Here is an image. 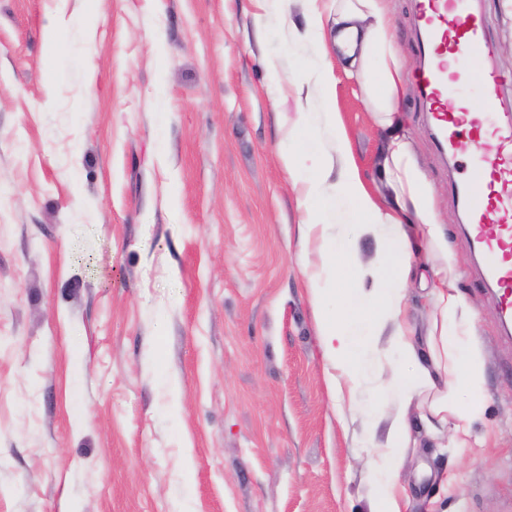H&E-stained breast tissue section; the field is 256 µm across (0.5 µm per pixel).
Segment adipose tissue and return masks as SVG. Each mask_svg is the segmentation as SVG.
Masks as SVG:
<instances>
[{
	"label": "adipose tissue",
	"mask_w": 512,
	"mask_h": 512,
	"mask_svg": "<svg viewBox=\"0 0 512 512\" xmlns=\"http://www.w3.org/2000/svg\"><path fill=\"white\" fill-rule=\"evenodd\" d=\"M335 24L336 46L346 57L348 74L375 81L382 90L376 106L386 145L379 165L392 206L381 209L360 181L335 113H326L320 127L308 114H301L282 160L293 183L302 187L299 204L309 216L301 226L302 238L316 240L321 250V269L308 277L315 306H322L335 280L342 278L351 285L340 313H325L319 319L322 353L334 370L332 394L361 385L379 343H386L392 355L389 387L401 411L391 419L381 447L371 512H402L397 461L411 443L406 408L420 404L424 421L452 425L453 447H467L472 436L469 422L482 403L485 367L475 334L476 314L458 286L459 261L448 246L435 197L403 131L398 112L403 67L385 0H338ZM324 128L336 144L340 161L335 164L319 157L321 171L314 175L302 157L303 147L318 140ZM330 193L353 204L349 220L359 234L378 240L381 258L375 266L353 265L350 240L330 234L331 219L321 206ZM406 214L411 215V224H419L434 254L418 274L407 250L410 224L402 222ZM415 277L428 288L433 306L431 327L420 348L405 317V287Z\"/></svg>",
	"instance_id": "adipose-tissue-1"
}]
</instances>
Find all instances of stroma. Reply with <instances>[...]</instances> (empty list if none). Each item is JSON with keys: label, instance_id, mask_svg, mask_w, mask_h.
<instances>
[{"label": "stroma", "instance_id": "stroma-1", "mask_svg": "<svg viewBox=\"0 0 512 512\" xmlns=\"http://www.w3.org/2000/svg\"><path fill=\"white\" fill-rule=\"evenodd\" d=\"M477 3L512 112V5ZM330 4L293 41L308 0H0V512H370L398 412L378 399L386 352L333 403L281 157L297 113H338L387 203L384 131ZM388 5L399 108L485 360L478 445L408 411L404 512H512V337L460 218L465 161L416 81V0ZM322 51L330 86L299 84Z\"/></svg>", "mask_w": 512, "mask_h": 512}]
</instances>
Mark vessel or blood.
Instances as JSON below:
<instances>
[{"instance_id": "obj_1", "label": "vessel or blood", "mask_w": 512, "mask_h": 512, "mask_svg": "<svg viewBox=\"0 0 512 512\" xmlns=\"http://www.w3.org/2000/svg\"><path fill=\"white\" fill-rule=\"evenodd\" d=\"M430 63L418 77L443 142L455 146L460 131L474 144L470 172L456 187L469 214L467 232L481 248V278L495 287L500 322L512 329V113L500 111L504 77L497 69L485 16L470 0H417ZM453 54L448 69L445 54ZM478 89L483 112L467 109Z\"/></svg>"}]
</instances>
